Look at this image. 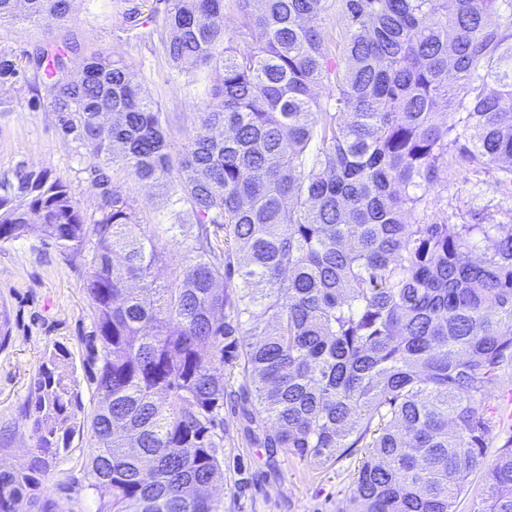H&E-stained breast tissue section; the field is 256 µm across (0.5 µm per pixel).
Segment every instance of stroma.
<instances>
[{"label": "stroma", "mask_w": 512, "mask_h": 512, "mask_svg": "<svg viewBox=\"0 0 512 512\" xmlns=\"http://www.w3.org/2000/svg\"><path fill=\"white\" fill-rule=\"evenodd\" d=\"M164 0H75V20L45 30L13 21L0 23V48L12 51L19 63L55 42L69 46L68 66L77 72L94 52L122 60L133 79L159 99L171 133L170 154L179 156L195 129L196 112L208 100L211 75L178 72L163 50L158 33L146 19L164 10ZM41 105L29 106L32 96ZM86 150L62 137L50 109L46 89L32 91L24 84L0 86V180H9L19 166L45 169L62 178L85 214L98 206L96 188L87 177ZM112 181L134 200L142 223L166 224L174 208L172 197L158 185L135 180L121 166L110 170ZM474 179L462 167L448 171V199L439 203L438 217L457 223L460 216L486 211L500 216L507 201L492 190L474 194ZM79 260L30 236L0 243V310L9 319V339L0 348V465L23 463L34 445L24 404L39 366L57 347L71 355V368L79 383L81 410L69 449L51 464L43 494L53 512H99L100 499L87 486L89 459L87 421L99 397L92 380L86 338L93 329L94 311L83 286ZM512 393V367L501 373L498 385L486 395L484 405L497 417L487 452L495 460L512 445V418L500 410ZM224 483L211 492L219 512H346L355 468L362 452L339 458L319 469L278 452L267 457L252 447L241 432L239 408L224 401Z\"/></svg>", "instance_id": "1"}]
</instances>
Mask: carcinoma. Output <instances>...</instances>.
<instances>
[{"label":"carcinoma","instance_id":"obj_1","mask_svg":"<svg viewBox=\"0 0 512 512\" xmlns=\"http://www.w3.org/2000/svg\"><path fill=\"white\" fill-rule=\"evenodd\" d=\"M338 2L335 54L328 0H166L150 21L168 59L213 73L176 160L159 100L122 61L95 52L75 74L50 44L27 67L0 49V84L49 85L99 191L88 217L65 181L19 168L0 183V242L35 235L85 269L102 395L88 475L103 512H218L207 488L224 481L229 376L245 437L269 456L323 468L367 449L349 512H457L477 472L473 512H512V448L485 464L495 421L482 404L512 363V209L507 224L435 218L454 163L512 200V0ZM226 10L243 18L244 51L217 23ZM16 19L50 30L71 3L0 0V21ZM116 163L180 205L164 232L186 241L181 267L112 183ZM79 408L58 348L25 407L32 455L0 467V512H51L42 478Z\"/></svg>","mask_w":512,"mask_h":512}]
</instances>
